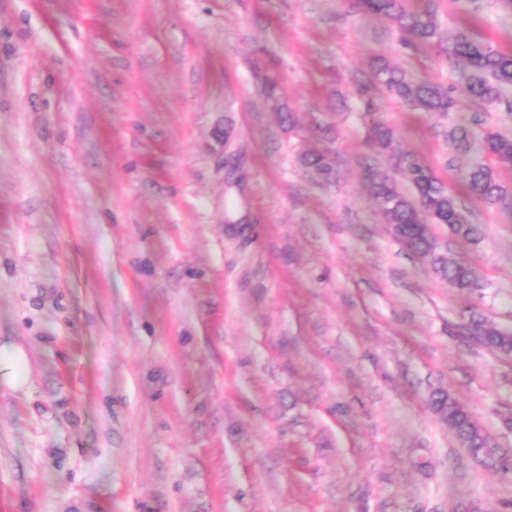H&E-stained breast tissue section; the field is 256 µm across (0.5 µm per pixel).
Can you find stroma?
<instances>
[{"label": "stroma", "mask_w": 512, "mask_h": 512, "mask_svg": "<svg viewBox=\"0 0 512 512\" xmlns=\"http://www.w3.org/2000/svg\"><path fill=\"white\" fill-rule=\"evenodd\" d=\"M429 5L512 52L503 0H403ZM380 59L453 110L407 108ZM476 114L512 134L358 0H0V339L29 363L0 384V512H512L429 407L512 458V356L462 316L512 330V204L467 193L449 138ZM399 152L478 226L432 227L473 292L370 195V168L408 190ZM432 409L448 423L462 446L475 458L496 460L502 470L512 469V460L496 459V449L493 448L488 436L473 422V417L467 409L447 394H436L431 400Z\"/></svg>", "instance_id": "1"}]
</instances>
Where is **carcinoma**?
Returning <instances> with one entry per match:
<instances>
[{
    "instance_id": "obj_1",
    "label": "carcinoma",
    "mask_w": 512,
    "mask_h": 512,
    "mask_svg": "<svg viewBox=\"0 0 512 512\" xmlns=\"http://www.w3.org/2000/svg\"><path fill=\"white\" fill-rule=\"evenodd\" d=\"M363 7L390 21L401 33L424 43H433L452 63L463 69L461 79L470 96L484 106H502L512 117V55L460 32L448 41L441 40L435 12L428 7L421 12H409L398 0H362ZM375 81L392 92L410 108L429 114L452 111L453 100L439 86L427 81H414L403 71L382 63L376 69ZM370 141L384 149L391 147L392 129L372 121ZM457 148L470 149L479 142L489 162L476 160L466 175L469 194L489 205L512 201V186L501 181L498 171L512 169V136L488 131L481 138L469 127L451 133ZM405 179L412 186L414 198L406 196L390 178L370 183L386 223L395 226L396 238L410 251L428 257L434 270L448 279L462 293L479 287L476 272L460 261L437 250L429 225L445 224L461 240L477 239L478 227L470 223L460 210L454 194L426 165L415 161L398 160ZM470 328L481 339V344L492 351L512 353V332L499 329L477 315L469 316ZM432 409L448 423L462 446L475 458L497 460L501 469H512V460L496 458L488 436L473 422L467 409L447 394L439 393L431 400Z\"/></svg>"
}]
</instances>
